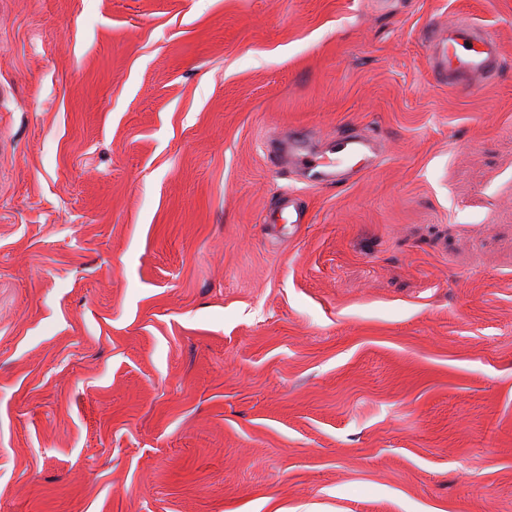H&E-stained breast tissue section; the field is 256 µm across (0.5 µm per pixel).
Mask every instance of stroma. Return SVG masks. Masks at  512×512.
<instances>
[{
	"instance_id": "35a3bbf8",
	"label": "stroma",
	"mask_w": 512,
	"mask_h": 512,
	"mask_svg": "<svg viewBox=\"0 0 512 512\" xmlns=\"http://www.w3.org/2000/svg\"><path fill=\"white\" fill-rule=\"evenodd\" d=\"M0 512H512V0H0ZM429 38L436 77L463 94L477 93L501 67L497 37L478 24L457 21L447 33ZM382 141L369 133L354 128L346 129L336 138V157L314 152L308 137L300 132H288V157L307 182L314 185L345 184L351 179L354 166L364 168L376 164L381 155ZM356 161L354 165L351 162ZM288 207V218L283 217L284 210ZM282 220L283 222L290 224L288 230L294 229L298 230L301 228L302 224H308L306 211L303 207L298 205L293 198L288 196V205L283 204L274 215L273 220H269L267 224H278V221Z\"/></svg>"
}]
</instances>
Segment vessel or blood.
Segmentation results:
<instances>
[{
  "instance_id": "1",
  "label": "vessel or blood",
  "mask_w": 512,
  "mask_h": 512,
  "mask_svg": "<svg viewBox=\"0 0 512 512\" xmlns=\"http://www.w3.org/2000/svg\"><path fill=\"white\" fill-rule=\"evenodd\" d=\"M431 42L436 77L461 93H477L501 67L497 37L478 24L456 22L449 26L447 33L432 36ZM380 154L378 137L353 128L338 134L335 155L331 158L312 151L307 135L299 132L288 135L291 163L314 185L346 183L355 164L371 167Z\"/></svg>"
}]
</instances>
